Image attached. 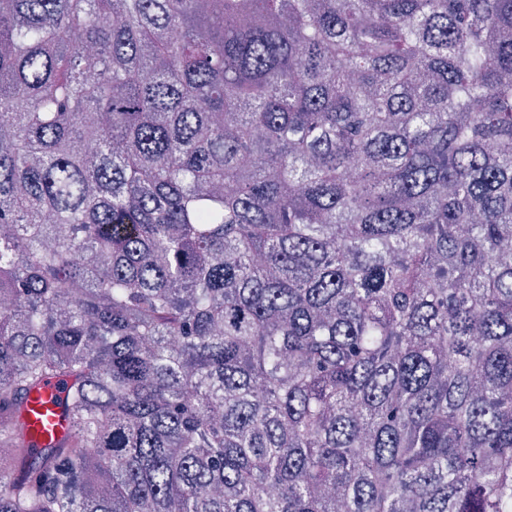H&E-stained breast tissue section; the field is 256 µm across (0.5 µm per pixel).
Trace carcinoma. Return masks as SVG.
I'll return each instance as SVG.
<instances>
[{"label":"carcinoma","instance_id":"obj_1","mask_svg":"<svg viewBox=\"0 0 512 512\" xmlns=\"http://www.w3.org/2000/svg\"><path fill=\"white\" fill-rule=\"evenodd\" d=\"M0 448V512H512V0H0ZM65 395L66 384L53 380L28 400L23 417L25 434L38 446L49 445L67 432Z\"/></svg>","mask_w":512,"mask_h":512}]
</instances>
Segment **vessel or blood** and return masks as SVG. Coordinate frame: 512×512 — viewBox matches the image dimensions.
Here are the masks:
<instances>
[{
	"label": "vessel or blood",
	"mask_w": 512,
	"mask_h": 512,
	"mask_svg": "<svg viewBox=\"0 0 512 512\" xmlns=\"http://www.w3.org/2000/svg\"><path fill=\"white\" fill-rule=\"evenodd\" d=\"M65 395V384L54 380L31 396L23 417L25 434L30 440L46 446L65 435Z\"/></svg>",
	"instance_id": "vessel-or-blood-1"
}]
</instances>
